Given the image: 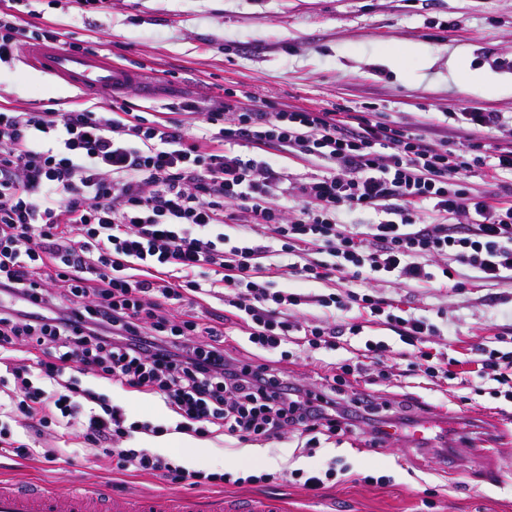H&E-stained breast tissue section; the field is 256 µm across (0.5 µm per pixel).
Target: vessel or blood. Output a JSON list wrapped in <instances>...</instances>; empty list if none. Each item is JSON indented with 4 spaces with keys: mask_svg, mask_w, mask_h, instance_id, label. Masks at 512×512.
Returning <instances> with one entry per match:
<instances>
[{
    "mask_svg": "<svg viewBox=\"0 0 512 512\" xmlns=\"http://www.w3.org/2000/svg\"><path fill=\"white\" fill-rule=\"evenodd\" d=\"M26 60L34 68L90 94L109 96L135 82L129 70L102 56L56 45L29 47ZM196 507L194 498L182 493L138 501L97 490L61 496L37 486H0V512H196ZM270 508V503L252 498L227 502L215 497L209 502L210 512H269Z\"/></svg>",
    "mask_w": 512,
    "mask_h": 512,
    "instance_id": "1",
    "label": "vessel or blood"
}]
</instances>
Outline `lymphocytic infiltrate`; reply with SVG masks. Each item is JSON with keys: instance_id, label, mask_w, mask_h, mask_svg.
Returning a JSON list of instances; mask_svg holds the SVG:
<instances>
[{"instance_id": "lymphocytic-infiltrate-1", "label": "lymphocytic infiltrate", "mask_w": 512, "mask_h": 512, "mask_svg": "<svg viewBox=\"0 0 512 512\" xmlns=\"http://www.w3.org/2000/svg\"><path fill=\"white\" fill-rule=\"evenodd\" d=\"M28 0L0 13V60L22 45L53 43L48 26L20 24ZM175 118L148 119L125 101L68 111L0 107V416L36 418L57 409L63 449L31 448L0 426V455L32 458L95 451L113 468L173 484L218 485L225 474L190 471L166 455L122 447L126 418L90 389L73 395V374L158 397L175 413L177 432L273 442L333 438L371 426L377 438L409 416L377 419L367 399L343 395L342 377L384 364L393 348L366 340L365 361L346 364L325 385L288 381L278 369L289 345L335 349L362 325L337 313L382 319L410 346L411 375L447 374L442 353L422 350L437 331L425 317H403L395 303L368 293L378 279L447 287L454 273L438 258L475 270L480 281L512 280V202L490 204L469 178L486 168L512 175V148L486 154L469 138L466 150L430 142L395 122L357 113L266 112L224 103L202 109L186 100ZM198 121L188 132L186 120ZM250 152H243V145ZM276 145L289 156L319 162L320 176L283 185L262 157ZM302 205L287 218L279 198ZM465 215V231L425 223L422 204ZM368 211L374 222L355 229L343 212ZM291 258L295 274L338 278L324 295L276 290L264 261ZM224 296V320L238 326L253 352L231 354L227 333L183 306ZM302 305L323 317L293 322ZM44 379L43 394L31 385Z\"/></svg>"}]
</instances>
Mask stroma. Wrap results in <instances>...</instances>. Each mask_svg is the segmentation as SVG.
<instances>
[{"label": "stroma", "instance_id": "1", "mask_svg": "<svg viewBox=\"0 0 512 512\" xmlns=\"http://www.w3.org/2000/svg\"><path fill=\"white\" fill-rule=\"evenodd\" d=\"M30 7L61 43H81L135 72L139 83L125 99L136 111L169 112L186 98L219 105L246 94L269 112L339 105L372 112L459 147L466 134L454 113L490 110L503 123L482 132L487 151L512 144V0H109L97 11L78 10L70 0H31ZM79 103L109 100L82 95L21 57L0 62V106L68 110ZM454 278L455 288L379 281L372 291L396 300L406 315L447 318V335L430 337L429 345L470 370L476 347L512 349V281L483 287L460 264ZM390 372L354 388L380 414L406 410L454 431L451 453L434 440L388 439L372 447L361 434L309 454L290 432L273 447L225 449L204 437L195 453L171 450L188 469L232 478L197 488L198 512H209L210 498L220 495L280 499L288 512H512V402L500 385L451 377L430 390L401 377L398 367ZM99 391L128 422L175 425V414L153 397L118 385ZM330 467L336 477L317 497L291 482L244 481L264 471ZM1 480L45 482L61 493L97 485L129 498L172 488L158 477L113 473L111 459L93 453L54 463L0 457Z\"/></svg>", "mask_w": 512, "mask_h": 512}]
</instances>
